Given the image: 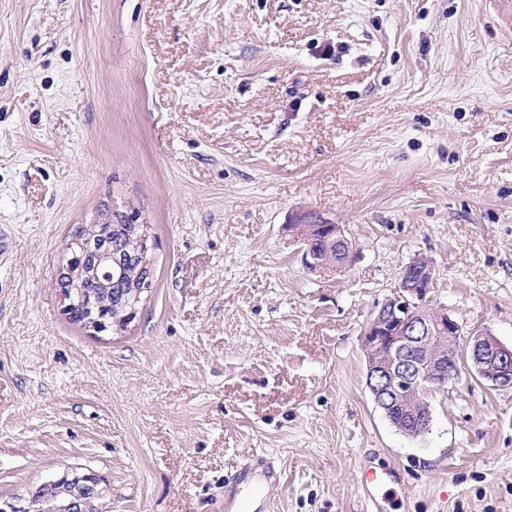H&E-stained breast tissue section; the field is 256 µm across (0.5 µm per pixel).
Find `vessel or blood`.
<instances>
[{
    "label": "vessel or blood",
    "mask_w": 512,
    "mask_h": 512,
    "mask_svg": "<svg viewBox=\"0 0 512 512\" xmlns=\"http://www.w3.org/2000/svg\"><path fill=\"white\" fill-rule=\"evenodd\" d=\"M392 474L372 468L362 472V483L373 505V512H385L390 504L389 484ZM278 473L270 459L256 456L246 461L240 472L237 491L224 497V512H272L271 500L264 488L276 482Z\"/></svg>",
    "instance_id": "obj_1"
}]
</instances>
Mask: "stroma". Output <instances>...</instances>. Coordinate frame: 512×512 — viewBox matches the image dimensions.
Returning <instances> with one entry per match:
<instances>
[{
  "instance_id": "stroma-1",
  "label": "stroma",
  "mask_w": 512,
  "mask_h": 512,
  "mask_svg": "<svg viewBox=\"0 0 512 512\" xmlns=\"http://www.w3.org/2000/svg\"><path fill=\"white\" fill-rule=\"evenodd\" d=\"M146 224L124 329L64 313L75 229ZM325 220L351 265L310 268ZM0 499L71 471L111 512H512V388L462 372L397 432L363 334L414 255L512 346V0H0ZM321 223L322 224H304V230L303 224L292 225L289 227L290 231L293 232V235L296 236L297 240L301 241V243L305 246V255L309 256L312 260L310 265L313 264V266H316L335 262L336 266H343L350 263L353 258L352 246L349 240L344 236L341 228L338 225L330 224L329 222ZM314 226L315 229H318L319 231L315 230ZM303 232L305 236H318L321 234L329 246L333 244H340V249L343 252L339 251L336 246H333L330 250V258L333 262H326L325 260L315 259L311 252L310 243L302 237ZM343 253L345 254L344 260L341 262H336L343 258ZM273 462L264 456L246 461L240 472L238 492L224 497L225 512H272L271 500L263 493L265 486L277 481ZM391 477V472L386 470L377 472L373 468L364 467L361 481L374 507L372 512H385L386 505L391 506V489L386 488L391 482Z\"/></svg>"
}]
</instances>
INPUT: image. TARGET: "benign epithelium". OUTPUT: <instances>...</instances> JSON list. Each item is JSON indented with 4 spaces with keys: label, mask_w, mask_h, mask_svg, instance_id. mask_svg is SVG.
<instances>
[{
    "label": "benign epithelium",
    "mask_w": 512,
    "mask_h": 512,
    "mask_svg": "<svg viewBox=\"0 0 512 512\" xmlns=\"http://www.w3.org/2000/svg\"><path fill=\"white\" fill-rule=\"evenodd\" d=\"M327 244L340 245L343 266L352 261L349 240L336 224L316 225ZM134 235L140 248L121 257L112 232ZM76 250L62 281L81 288L90 281L103 288L120 289L127 317L134 318L141 295L152 283L148 255L153 242L141 224H114L108 219L83 226L75 238ZM434 269L429 260L416 256L400 272L392 294L371 319L365 332L366 386L374 400L392 416L411 400L424 403L456 377L454 365L461 349L476 353L470 369L495 388L512 387V347L485 332L462 336L459 323L442 306L431 304ZM80 323L96 332L112 329V315L99 310L93 293L83 296ZM60 496L42 504L41 512H93L100 481L94 473L66 475Z\"/></svg>",
    "instance_id": "1"
}]
</instances>
